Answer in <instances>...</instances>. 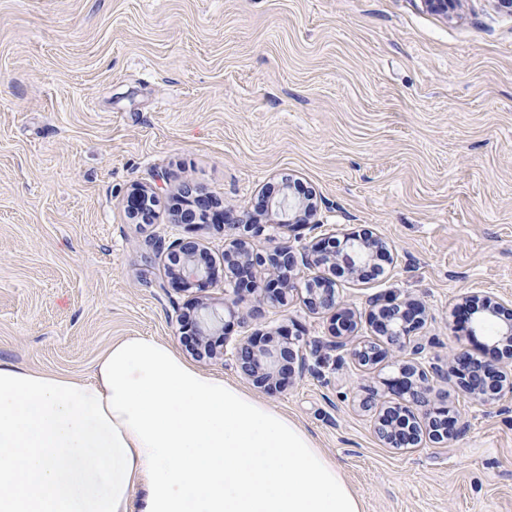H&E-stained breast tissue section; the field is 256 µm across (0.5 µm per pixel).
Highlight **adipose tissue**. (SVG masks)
Segmentation results:
<instances>
[{
  "label": "adipose tissue",
  "mask_w": 512,
  "mask_h": 512,
  "mask_svg": "<svg viewBox=\"0 0 512 512\" xmlns=\"http://www.w3.org/2000/svg\"><path fill=\"white\" fill-rule=\"evenodd\" d=\"M0 512H362L287 415L167 343H113L90 378L0 361Z\"/></svg>",
  "instance_id": "obj_1"
}]
</instances>
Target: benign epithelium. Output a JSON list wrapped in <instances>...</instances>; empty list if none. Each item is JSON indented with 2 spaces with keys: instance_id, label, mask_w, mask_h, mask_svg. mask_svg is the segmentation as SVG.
<instances>
[{
  "instance_id": "1",
  "label": "benign epithelium",
  "mask_w": 512,
  "mask_h": 512,
  "mask_svg": "<svg viewBox=\"0 0 512 512\" xmlns=\"http://www.w3.org/2000/svg\"><path fill=\"white\" fill-rule=\"evenodd\" d=\"M138 195L136 204L130 206V219L135 224L154 223L155 195L148 187L135 190ZM212 204V196L202 190L187 188L184 207L172 215V223L191 226L204 218V212ZM257 208L268 211L274 209L288 219L300 217L304 208L301 202L294 201L283 192L274 200L262 197ZM170 259L177 261L172 279L183 285L206 284L211 282L208 265L201 260L202 252L198 244L187 238H177L170 243H160ZM386 251V244L372 232L350 233L344 237L345 254L341 257L348 262L351 279L360 281L363 273L373 261V251ZM340 256L327 248L304 249L302 253L288 243H282L270 251H262L247 238L239 237L231 242L224 253V264L237 279L249 276L256 267L271 270L274 278L266 283H253L249 307L240 308L244 300L236 287L224 289L229 297V312L242 320L258 319L265 307L284 305L289 284L297 276L298 266L305 268H336ZM304 303L315 314H331V340L321 347L336 352V358L343 362L349 360L361 368L369 369L389 356H394L399 376L387 382L393 392L394 400L377 404L374 394L365 396L360 405L366 409L377 408L375 433L384 443L397 449H409L420 445L423 440H450L461 430L460 416L447 406L431 405L430 395L434 384L453 381L465 392L473 404L485 406L505 394L512 395V353L507 360L492 364L473 357L467 351L454 353L443 364L419 361L425 351L421 342H412L414 335L425 324V307L411 299H399L393 296L379 295L369 300V318L378 335L385 337V343L354 340V318L356 312L340 300L336 291V282L329 278H314L306 283ZM472 303L485 306L482 317L477 321L481 327L487 321L498 318L503 305L496 299L473 294L464 297ZM203 314L202 324L187 328V335L199 338L197 353L211 358L226 356L235 362L241 373L257 388H283L295 374V369L304 368L306 358L298 339L286 338L275 348L270 349L250 339H243L233 345L222 340L221 348L212 345L206 329L209 325L223 320V316L211 310L207 303L198 306ZM426 408L423 422L415 420L414 408Z\"/></svg>"
}]
</instances>
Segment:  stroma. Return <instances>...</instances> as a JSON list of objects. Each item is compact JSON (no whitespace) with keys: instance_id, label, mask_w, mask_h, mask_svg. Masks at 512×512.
I'll return each mask as SVG.
<instances>
[{"instance_id":"35a3bbf8","label":"stroma","mask_w":512,"mask_h":512,"mask_svg":"<svg viewBox=\"0 0 512 512\" xmlns=\"http://www.w3.org/2000/svg\"><path fill=\"white\" fill-rule=\"evenodd\" d=\"M286 178L312 190L319 225L262 217L257 245L387 244L381 275L336 280L357 338L376 337L369 298L393 294L425 305L430 361H495V324L457 314L471 293L512 308V15L495 0H0V361L87 379L112 343L147 336L243 383L192 355L183 318L200 299L223 311L228 222ZM138 185L153 223L128 217ZM186 185L219 201L205 223H172ZM178 237L205 248L213 285L173 286L158 243ZM299 273L286 305L224 320L230 339L290 332L311 349L256 398L336 460L363 512H512V397L477 407L439 384L461 433L388 447L359 401L390 399L395 366L314 352L329 319L304 282L325 271Z\"/></svg>"}]
</instances>
